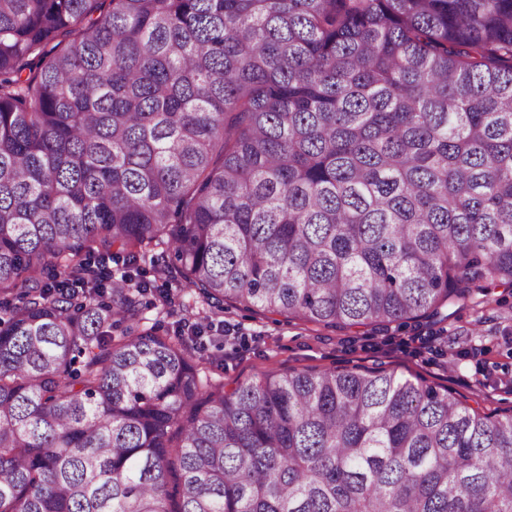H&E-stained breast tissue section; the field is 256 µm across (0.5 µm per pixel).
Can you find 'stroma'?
I'll use <instances>...</instances> for the list:
<instances>
[{"instance_id": "35a3bbf8", "label": "stroma", "mask_w": 512, "mask_h": 512, "mask_svg": "<svg viewBox=\"0 0 512 512\" xmlns=\"http://www.w3.org/2000/svg\"><path fill=\"white\" fill-rule=\"evenodd\" d=\"M151 291L140 300L139 321L113 326V335L155 329L174 335L188 316L192 294L159 277L154 253L137 262ZM224 327L204 330L195 346L213 381L236 382L292 370L384 369L448 388L487 413L512 408V291L491 301L449 308L447 318L394 322L385 327L336 328L277 314L225 308Z\"/></svg>"}]
</instances>
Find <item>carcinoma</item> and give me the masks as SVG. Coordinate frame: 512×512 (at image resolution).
I'll list each match as a JSON object with an SVG mask.
<instances>
[{
	"mask_svg": "<svg viewBox=\"0 0 512 512\" xmlns=\"http://www.w3.org/2000/svg\"><path fill=\"white\" fill-rule=\"evenodd\" d=\"M157 248L197 321L512 289V0H0V512H512V410L108 336Z\"/></svg>",
	"mask_w": 512,
	"mask_h": 512,
	"instance_id": "1",
	"label": "carcinoma"
}]
</instances>
